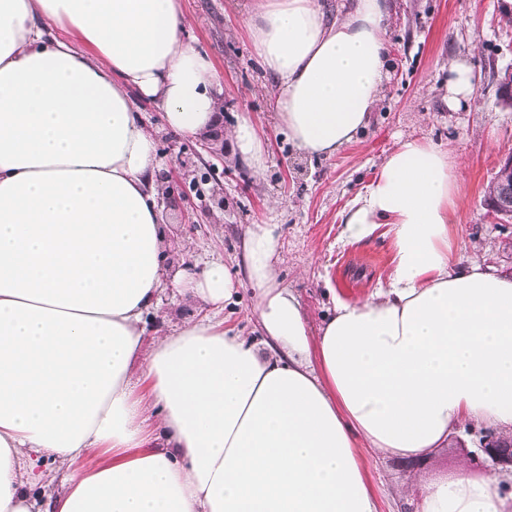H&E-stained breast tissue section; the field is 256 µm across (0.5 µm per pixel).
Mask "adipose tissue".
Here are the masks:
<instances>
[{
  "instance_id": "ef3b65f1",
  "label": "adipose tissue",
  "mask_w": 512,
  "mask_h": 512,
  "mask_svg": "<svg viewBox=\"0 0 512 512\" xmlns=\"http://www.w3.org/2000/svg\"><path fill=\"white\" fill-rule=\"evenodd\" d=\"M391 0H252L279 130L329 158L383 97ZM180 0H0V512H378L359 450L419 458L465 426L512 431V278L463 261L453 147L399 139L342 215L393 260L311 329L277 271L273 224L236 268L176 271L161 164L132 92L201 137L221 89ZM227 135L254 173L268 140ZM206 306L146 343L160 293ZM258 337L225 330L239 289ZM146 391H139L137 381ZM64 470L46 493L44 462ZM418 512H512V478L416 479Z\"/></svg>"
}]
</instances>
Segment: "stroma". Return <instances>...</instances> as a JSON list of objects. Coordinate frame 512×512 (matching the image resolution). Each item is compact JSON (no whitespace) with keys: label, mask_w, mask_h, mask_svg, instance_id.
Instances as JSON below:
<instances>
[{"label":"stroma","mask_w":512,"mask_h":512,"mask_svg":"<svg viewBox=\"0 0 512 512\" xmlns=\"http://www.w3.org/2000/svg\"><path fill=\"white\" fill-rule=\"evenodd\" d=\"M191 21L188 38L211 60L223 89L216 130L226 133L237 114L261 124L271 154L262 175L225 151L215 158L199 139L171 134L163 110L146 98L135 107L154 132L168 191L159 200L175 247L173 265L209 257L230 263L249 224L277 225L279 276L306 311L311 326L328 312L329 291L346 300L368 297L387 275L392 252L383 231L358 244L341 240V214L375 175L381 159L402 137L448 144L460 157L465 205L453 231L464 259L512 277V237L488 218L484 189L500 160L512 153V111L498 100L499 81L512 72V19L505 0H395L388 30L387 82L372 121L359 138L331 158L309 159L276 127L273 83L250 41L248 0H181ZM469 55L476 78L472 98L450 110L445 87L457 57ZM476 435L459 431L423 457L361 460L382 512H417L403 496L415 478L451 480L462 461L480 476L491 462L475 463Z\"/></svg>","instance_id":"stroma-1"}]
</instances>
